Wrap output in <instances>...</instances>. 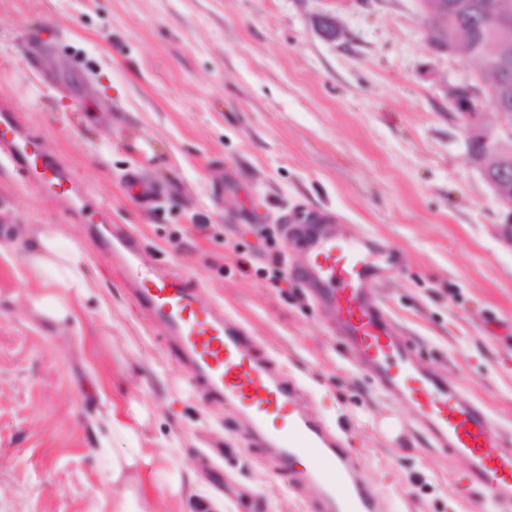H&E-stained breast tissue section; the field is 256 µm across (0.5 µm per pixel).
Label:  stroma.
<instances>
[{"instance_id":"stroma-1","label":"stroma","mask_w":512,"mask_h":512,"mask_svg":"<svg viewBox=\"0 0 512 512\" xmlns=\"http://www.w3.org/2000/svg\"><path fill=\"white\" fill-rule=\"evenodd\" d=\"M333 15L339 39L315 22ZM421 0H0V99L65 165L108 224L199 282L302 383L353 451L375 512H493L328 330L296 276L274 287L284 224H358L399 263L375 287L421 367L482 404L512 438V246L448 102L473 62L431 51ZM149 141L150 158L121 138ZM141 170L160 198L124 192ZM58 225L94 284L66 326L29 305L20 228ZM207 227L198 236L195 225ZM251 255L242 274L236 251ZM107 389L145 408L109 432ZM169 448L167 512H316L236 412L186 378L161 328L112 276L92 225L0 166V512H136L147 466L111 481L112 451Z\"/></svg>"}]
</instances>
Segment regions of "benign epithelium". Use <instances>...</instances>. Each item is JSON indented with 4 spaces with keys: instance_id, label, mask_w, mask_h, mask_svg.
Here are the masks:
<instances>
[{
    "instance_id": "benign-epithelium-1",
    "label": "benign epithelium",
    "mask_w": 512,
    "mask_h": 512,
    "mask_svg": "<svg viewBox=\"0 0 512 512\" xmlns=\"http://www.w3.org/2000/svg\"><path fill=\"white\" fill-rule=\"evenodd\" d=\"M499 18L504 38L499 43L496 60L499 67L506 70L512 67V49L506 38L512 31V10L500 12ZM486 68L487 63L483 61L476 65L472 75L450 86V103L464 129L469 159L500 205L503 236L512 243V182L505 179L506 164L499 155V148L512 142V110L501 105L496 90L487 85ZM487 103L494 110L492 122L486 119Z\"/></svg>"
}]
</instances>
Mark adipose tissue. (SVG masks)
Returning <instances> with one entry per match:
<instances>
[{"label": "adipose tissue", "mask_w": 512, "mask_h": 512, "mask_svg": "<svg viewBox=\"0 0 512 512\" xmlns=\"http://www.w3.org/2000/svg\"><path fill=\"white\" fill-rule=\"evenodd\" d=\"M20 245L38 286L37 292L29 295V303L36 308L50 306L52 317L59 323L75 321L76 303L86 294L89 281L79 267L80 257L72 245L53 225L22 232Z\"/></svg>", "instance_id": "1"}]
</instances>
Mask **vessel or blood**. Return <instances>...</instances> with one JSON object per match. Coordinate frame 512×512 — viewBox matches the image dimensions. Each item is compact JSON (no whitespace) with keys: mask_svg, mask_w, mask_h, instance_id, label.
<instances>
[{"mask_svg":"<svg viewBox=\"0 0 512 512\" xmlns=\"http://www.w3.org/2000/svg\"><path fill=\"white\" fill-rule=\"evenodd\" d=\"M0 153L47 193L65 202L72 197L64 169L24 131L8 100L0 102ZM292 247L302 255L301 284L345 347L389 398L414 408L436 447L468 459L465 479L480 499L512 512V448L482 407L465 401L447 377L415 363L410 345L375 300L373 286L395 267L394 251H377L366 233L318 215L297 228ZM102 248L111 253L133 303L165 330L189 380L237 410L252 441L268 449L290 482L320 485L318 512H375V499L356 478L341 439L309 412L302 390L283 369L256 354L243 326L228 324L223 307L200 305L195 284L183 275L148 263L127 231L104 240ZM301 459L308 468H296Z\"/></svg>","mask_w":512,"mask_h":512,"instance_id":"b4317fda","label":"vessel or blood"}]
</instances>
